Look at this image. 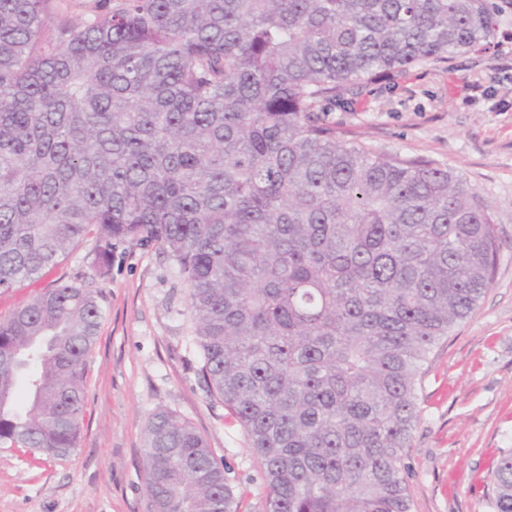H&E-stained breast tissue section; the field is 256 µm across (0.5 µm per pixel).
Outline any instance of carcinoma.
<instances>
[{"instance_id":"cac0c4a2","label":"carcinoma","mask_w":512,"mask_h":512,"mask_svg":"<svg viewBox=\"0 0 512 512\" xmlns=\"http://www.w3.org/2000/svg\"><path fill=\"white\" fill-rule=\"evenodd\" d=\"M0 0V288L92 234L178 266L202 376L263 469L267 512H411L404 449L435 345L500 257L458 171L380 155L324 102L491 43L493 0H121L49 25ZM99 294L50 288L0 320V447L65 456ZM152 512H238L207 441L159 409ZM512 512V452L494 474Z\"/></svg>"}]
</instances>
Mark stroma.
<instances>
[{
    "label": "stroma",
    "mask_w": 512,
    "mask_h": 512,
    "mask_svg": "<svg viewBox=\"0 0 512 512\" xmlns=\"http://www.w3.org/2000/svg\"><path fill=\"white\" fill-rule=\"evenodd\" d=\"M347 99L324 104L326 123L377 153L455 168L493 210L501 245L494 282L430 354L403 458L412 512H492L494 472L512 451V8L482 55L418 64ZM94 260L89 237L34 280L0 290V320L59 283L96 289L103 310L77 448L38 459L0 447V512H151L144 429L160 408L205 437L240 512H267L263 470L201 377L175 262L156 246L129 243L115 246L106 274Z\"/></svg>",
    "instance_id": "35a3bbf8"
}]
</instances>
